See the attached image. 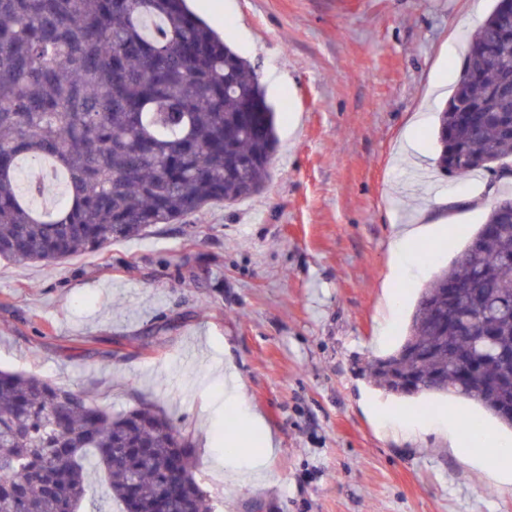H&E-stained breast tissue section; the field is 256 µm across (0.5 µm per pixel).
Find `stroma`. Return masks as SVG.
<instances>
[{
	"label": "stroma",
	"mask_w": 512,
	"mask_h": 512,
	"mask_svg": "<svg viewBox=\"0 0 512 512\" xmlns=\"http://www.w3.org/2000/svg\"><path fill=\"white\" fill-rule=\"evenodd\" d=\"M278 110L271 178L187 224L46 266L0 261V369L81 388L113 414L148 401L192 440L215 512H512L432 427L455 397L396 398L361 373L405 334L422 288L498 199L435 165L437 117L493 0H190ZM421 164L400 147L416 113ZM448 220L394 274L393 234ZM403 304L389 316L387 294ZM276 448L225 457V361ZM405 412L415 439L380 421Z\"/></svg>",
	"instance_id": "35a3bbf8"
}]
</instances>
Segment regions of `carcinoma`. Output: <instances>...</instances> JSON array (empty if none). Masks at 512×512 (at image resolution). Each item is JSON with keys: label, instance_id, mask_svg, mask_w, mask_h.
Masks as SVG:
<instances>
[{"label": "carcinoma", "instance_id": "1", "mask_svg": "<svg viewBox=\"0 0 512 512\" xmlns=\"http://www.w3.org/2000/svg\"><path fill=\"white\" fill-rule=\"evenodd\" d=\"M495 48L499 62L486 50ZM436 164L464 177L512 157V26L493 6L438 115ZM276 112L251 63L185 0H0V259L52 264L184 224L264 187ZM66 176L39 209L20 160ZM512 208L492 205L422 290L407 334L367 363L399 398L451 395L512 428ZM194 446L152 403L120 415L81 389L0 371V512H212Z\"/></svg>", "mask_w": 512, "mask_h": 512}]
</instances>
